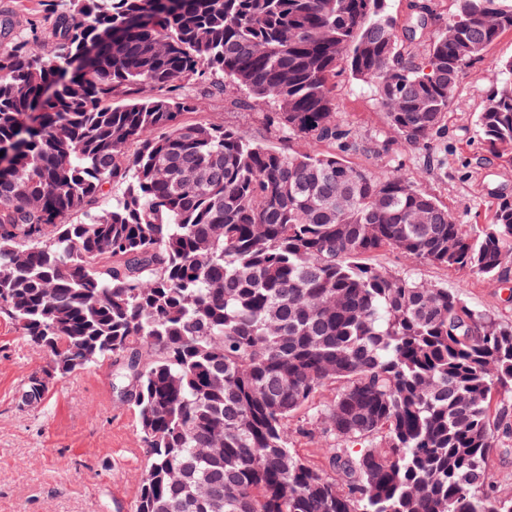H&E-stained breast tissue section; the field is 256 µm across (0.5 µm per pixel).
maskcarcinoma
Segmentation results:
<instances>
[{
  "label": "carcinoma",
  "mask_w": 512,
  "mask_h": 512,
  "mask_svg": "<svg viewBox=\"0 0 512 512\" xmlns=\"http://www.w3.org/2000/svg\"><path fill=\"white\" fill-rule=\"evenodd\" d=\"M66 2L0 49V319L49 358L26 397L112 359L148 454L135 512H512L489 466L512 324L369 261L498 280L512 199L470 229L409 178L334 153L363 146L338 76L417 148L512 30V0H453L465 48L443 30L421 59L405 43L426 17L403 39L386 0ZM493 65L476 125L512 165V58ZM230 87L312 149L187 121ZM329 383L299 433L364 446L324 448L317 469L289 421Z\"/></svg>",
  "instance_id": "1"
}]
</instances>
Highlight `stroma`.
I'll list each match as a JSON object with an SVG mask.
<instances>
[{"instance_id":"stroma-1","label":"stroma","mask_w":512,"mask_h":512,"mask_svg":"<svg viewBox=\"0 0 512 512\" xmlns=\"http://www.w3.org/2000/svg\"><path fill=\"white\" fill-rule=\"evenodd\" d=\"M419 5L429 10L430 35L444 28L454 9L452 0H387L403 25ZM511 56L512 30H507L487 48L484 62L464 69L445 124L417 150L388 125L373 94L349 76L338 78L340 117L365 143L364 149L343 152V159L385 174L403 173L448 206L459 223H490L496 197H512V166L482 145L476 115L500 80L493 60ZM198 118L244 130L254 142L285 153L309 148L307 141L270 126L260 109L239 108L231 95L207 101ZM370 261L447 288L476 311L512 322V268L506 279L490 280L417 264L392 251L375 253ZM47 361V353L16 326L0 321V512H134L146 450L134 408L113 387L111 360L71 373L42 401L27 403L24 385Z\"/></svg>"}]
</instances>
